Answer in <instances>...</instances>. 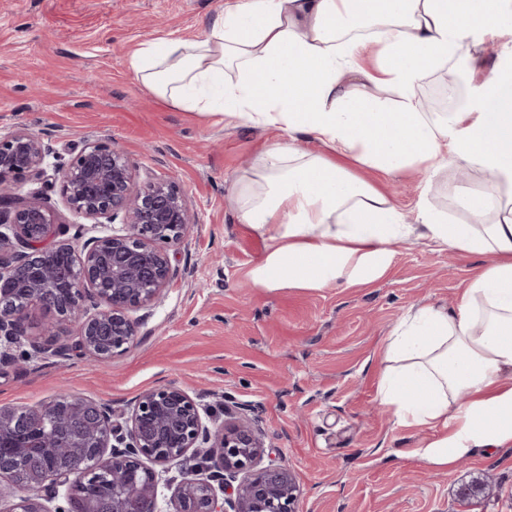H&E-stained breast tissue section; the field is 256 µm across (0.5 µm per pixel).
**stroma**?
Here are the masks:
<instances>
[{
  "label": "stroma",
  "mask_w": 512,
  "mask_h": 512,
  "mask_svg": "<svg viewBox=\"0 0 512 512\" xmlns=\"http://www.w3.org/2000/svg\"><path fill=\"white\" fill-rule=\"evenodd\" d=\"M225 0H0V135L21 128L50 144V163L84 144L112 143L138 181L172 178L196 216L172 247L178 270L145 309L134 344L98 364L30 360L15 350L0 368V406H35L61 391L127 413L146 390L179 386L216 419L225 405L253 408L268 458L302 488L299 512H512V446L474 449L438 469L414 456L437 438L399 426L377 400L384 340L409 309L455 307L485 262L413 238L393 245L386 272L350 286L259 288L252 270L270 242L241 223L233 198L265 143L281 131L177 109L149 93L126 63L138 43L208 34ZM412 224L421 204L467 214L463 193L487 186L477 170L448 167L433 185L414 173L367 174ZM40 192L72 237L86 218L59 188L27 179L5 202ZM487 488L463 501L462 484Z\"/></svg>",
  "instance_id": "stroma-1"
}]
</instances>
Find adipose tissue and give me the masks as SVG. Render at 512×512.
Returning a JSON list of instances; mask_svg holds the SVG:
<instances>
[{
    "instance_id": "1",
    "label": "adipose tissue",
    "mask_w": 512,
    "mask_h": 512,
    "mask_svg": "<svg viewBox=\"0 0 512 512\" xmlns=\"http://www.w3.org/2000/svg\"><path fill=\"white\" fill-rule=\"evenodd\" d=\"M512 27V0H229L210 34L139 43L128 63L175 108L283 132L237 189L242 223L270 252L262 288L351 285L382 274L391 244L418 236L486 262L454 310H408L383 346L378 399L398 424L442 429L416 449L436 466L512 446V66L480 47ZM456 61L473 96L423 111L418 89ZM320 143L312 154L302 137ZM494 171L462 199L469 221L421 205L415 223L362 169Z\"/></svg>"
}]
</instances>
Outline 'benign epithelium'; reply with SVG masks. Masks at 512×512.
<instances>
[{"label":"benign epithelium","instance_id":"benign-epithelium-1","mask_svg":"<svg viewBox=\"0 0 512 512\" xmlns=\"http://www.w3.org/2000/svg\"><path fill=\"white\" fill-rule=\"evenodd\" d=\"M39 134L0 136V190L31 177L60 193L75 212L112 232L49 242L54 220L34 195L0 211V366L27 337L26 357L108 362L135 341L133 313L157 302L175 276L169 250L196 223L171 179L135 186L129 159L107 143H87L67 163L49 165ZM53 311L41 336H27L30 307ZM77 323L76 340L58 337ZM249 408L224 409L219 423L177 386L139 395L124 421L102 401L62 393L17 409L0 406V479L14 489L0 512H298L295 472L264 463L265 442ZM180 479L164 508L163 473ZM207 470L202 478L198 471ZM66 506L50 508L59 492Z\"/></svg>","mask_w":512,"mask_h":512}]
</instances>
